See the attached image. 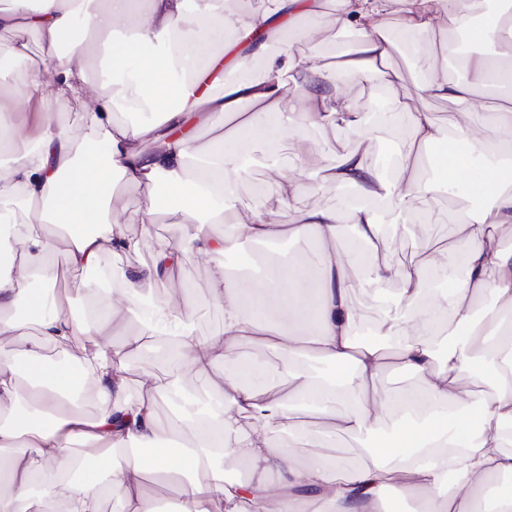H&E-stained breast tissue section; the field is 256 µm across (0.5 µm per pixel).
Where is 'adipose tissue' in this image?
Segmentation results:
<instances>
[{"instance_id":"obj_1","label":"adipose tissue","mask_w":512,"mask_h":512,"mask_svg":"<svg viewBox=\"0 0 512 512\" xmlns=\"http://www.w3.org/2000/svg\"><path fill=\"white\" fill-rule=\"evenodd\" d=\"M337 2L329 14L321 0H265L244 15L227 12L224 0H199L193 10L188 0H0L12 56L29 60L35 43L44 55L24 73L0 71V83L21 82L37 116L34 131L18 135L15 108L0 101V222L12 226L5 248L13 260L0 271V335L35 333L25 373L0 359V482L12 489L0 512H47L58 500L65 512H102L116 488L121 512H156L145 476L186 472L205 480L181 485L179 512H386L390 489L414 512H512L511 485L485 494L512 474V250L500 234L512 224V66L502 62L512 55V0L471 27L473 41L496 43L497 57L463 56L458 81L433 65L415 92L394 97L410 137L388 179L363 148L380 129L346 91L393 87L394 42L420 55L418 34L444 17L471 26L475 0ZM327 23L354 32L349 50H308L309 35ZM228 55L247 77L212 93L208 82L223 75ZM493 85L503 89L498 103L477 104ZM435 100L455 105L448 126L435 119ZM62 103L76 110L82 138L51 118ZM120 109L152 117L131 125L116 119ZM192 122L210 130L207 144H194ZM305 123L340 129L355 146L329 158L302 144L292 173L267 182L263 196L293 200L317 175L352 189L357 203L298 209L286 220L238 210L244 147L294 138ZM126 183L141 187L150 217L165 188L182 235L158 245L151 264L113 268L109 287L92 289L88 314L77 317L70 285L104 255L141 247L112 204ZM461 183L482 205L464 212L454 245L427 238L409 262L370 263L382 244L372 200L399 217L419 197ZM214 224L222 235L211 234ZM348 225L359 251L338 246ZM282 238L300 256L274 263L269 277L238 280L224 264L240 242ZM186 257L206 264L222 312L207 341L194 335L192 307L156 298L178 287ZM36 272L39 295L29 288ZM387 282L398 285L394 310L364 329L358 294ZM22 300L20 319L10 310ZM134 314L139 330L107 342ZM244 344L255 358L245 370L225 369ZM45 346L63 357L46 361ZM147 348L168 355L172 384L208 381L215 406L160 429L155 405L170 384L130 366ZM267 352L283 359L275 393L256 383ZM398 372L417 388L395 398L383 382ZM483 382L490 388L481 394ZM342 399L350 407L335 409ZM91 400L100 405L92 416ZM385 419L393 425L382 440ZM187 430L190 442L176 443ZM342 436L364 441L359 463L317 453ZM85 456L96 467L68 481Z\"/></svg>"}]
</instances>
